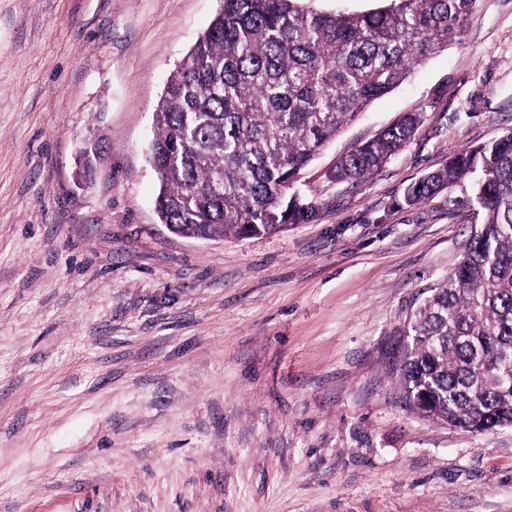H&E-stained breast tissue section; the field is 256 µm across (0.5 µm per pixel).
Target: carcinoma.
<instances>
[{
    "label": "carcinoma",
    "instance_id": "obj_1",
    "mask_svg": "<svg viewBox=\"0 0 512 512\" xmlns=\"http://www.w3.org/2000/svg\"><path fill=\"white\" fill-rule=\"evenodd\" d=\"M297 0H223L171 75L150 144L155 208L187 237L256 236L301 224L315 203L301 172L411 66L460 40L475 0H394L366 13ZM408 113L338 160L359 182L416 133ZM471 177L485 221L418 308L402 365L406 401L469 432L512 427V132L454 154L411 185L416 204Z\"/></svg>",
    "mask_w": 512,
    "mask_h": 512
}]
</instances>
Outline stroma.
I'll return each mask as SVG.
<instances>
[{"label": "stroma", "mask_w": 512, "mask_h": 512, "mask_svg": "<svg viewBox=\"0 0 512 512\" xmlns=\"http://www.w3.org/2000/svg\"><path fill=\"white\" fill-rule=\"evenodd\" d=\"M221 0H0V512H512V428L406 403L411 314L483 215L462 179L512 131V0L412 66L302 172L314 218L183 238L155 112ZM416 112L360 182L339 158Z\"/></svg>", "instance_id": "stroma-1"}]
</instances>
